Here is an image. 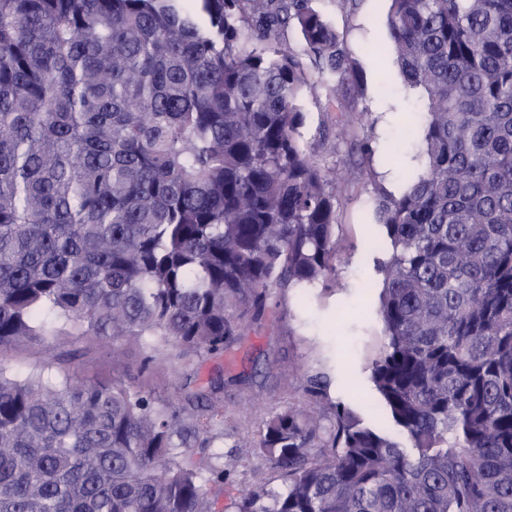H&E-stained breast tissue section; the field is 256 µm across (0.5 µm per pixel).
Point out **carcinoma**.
I'll list each match as a JSON object with an SVG mask.
<instances>
[{
    "label": "carcinoma",
    "mask_w": 512,
    "mask_h": 512,
    "mask_svg": "<svg viewBox=\"0 0 512 512\" xmlns=\"http://www.w3.org/2000/svg\"><path fill=\"white\" fill-rule=\"evenodd\" d=\"M389 2L424 167L377 199L371 379L409 447L290 406L237 444L284 491L237 512H512V0ZM362 86L313 0H0V349L92 335L192 366L335 281L349 179L299 100L352 114ZM222 388L0 362V512H216ZM302 110L305 113V125L301 129L303 140H308L311 136L316 134L319 127L325 123L336 119V112H325L326 100L324 95L316 98L315 95L309 91H305L302 101Z\"/></svg>",
    "instance_id": "obj_1"
}]
</instances>
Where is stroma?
Here are the masks:
<instances>
[{
	"label": "stroma",
	"mask_w": 512,
	"mask_h": 512,
	"mask_svg": "<svg viewBox=\"0 0 512 512\" xmlns=\"http://www.w3.org/2000/svg\"><path fill=\"white\" fill-rule=\"evenodd\" d=\"M333 24L350 58L364 77L356 107L368 123L352 120L337 150L323 153L324 167L350 162L358 172L338 205L336 287L315 286L307 293L273 294L264 322L245 324L241 336L224 354L185 367L177 355L147 365L148 350L130 344L113 350L95 336H68L45 346L0 350V361L26 372L43 364L69 375L74 382L117 379L147 385L168 396L192 374L198 384L224 376V441L214 453L232 464L235 477L220 501L224 512H237L242 490L261 480L271 490L280 483L267 462L237 447L239 438L257 433L263 417L289 406L330 408L341 403L372 427L390 436L399 431L380 409L382 401L371 380V364L383 344L378 318L383 276L378 269L388 253L381 243L385 229L375 220L380 191L400 193L411 170L420 168L417 135L407 133L413 113L423 111L422 91L407 89L393 54L375 56L374 47L388 43L387 0H358L354 11L337 0H315ZM371 138L375 152L368 160L348 154L350 143ZM319 376L326 397L308 395L303 384Z\"/></svg>",
	"instance_id": "obj_1"
}]
</instances>
